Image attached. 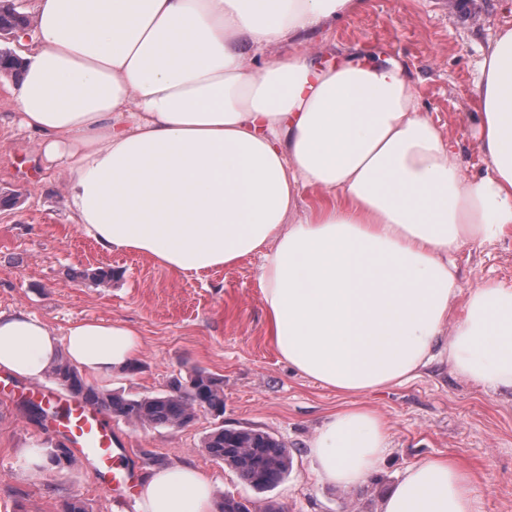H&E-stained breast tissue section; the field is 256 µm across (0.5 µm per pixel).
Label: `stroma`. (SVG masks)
I'll return each mask as SVG.
<instances>
[{
    "instance_id": "obj_1",
    "label": "stroma",
    "mask_w": 512,
    "mask_h": 512,
    "mask_svg": "<svg viewBox=\"0 0 512 512\" xmlns=\"http://www.w3.org/2000/svg\"><path fill=\"white\" fill-rule=\"evenodd\" d=\"M512 28V0H363L311 45L316 61L333 65L372 56L396 59L466 174L480 173L473 113L475 83L488 47ZM0 311L23 309L57 334L86 320L121 322L139 335L134 369L94 379L96 387L154 395L170 381L202 367L224 384V415L198 414L179 429L113 420L126 453L122 466L135 478L184 461L207 474L215 495L244 501L251 512L268 502L285 512H379L381 500L410 463L433 457L459 460L475 478L482 512H512V395L467 382L443 364L416 380L360 396L387 421L391 452L362 489L347 493L316 478L309 443L317 426L343 397L294 371L268 335L257 280L258 257L186 277L135 252L101 248L66 207L61 179L34 160V143L22 131L0 126ZM454 259L462 287L476 279L512 285V226L493 243L468 244ZM112 269L100 284L92 271ZM27 380L0 384V512H60L64 499L83 500L89 512H114L125 489L97 482L80 465L35 464L40 448L57 443L51 422L29 415ZM258 428L286 444L288 475L257 489L224 463L201 452L217 426Z\"/></svg>"
}]
</instances>
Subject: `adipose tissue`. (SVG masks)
Masks as SVG:
<instances>
[{
  "mask_svg": "<svg viewBox=\"0 0 512 512\" xmlns=\"http://www.w3.org/2000/svg\"><path fill=\"white\" fill-rule=\"evenodd\" d=\"M359 3L34 0L7 118L63 174L72 223L103 248L199 279L259 257L279 356L349 399L309 443L318 481L344 491L364 487L391 446L356 396L436 362L512 394V286L461 290L453 259L512 225V29L481 65L486 167L469 176L398 61L315 63L313 35ZM283 42L294 52L274 54ZM139 345L119 322L60 338L33 313L0 311V369L33 381L63 351L110 376ZM212 508L210 479L182 464L152 471L133 497V512ZM382 512L481 509L448 456L409 465Z\"/></svg>",
  "mask_w": 512,
  "mask_h": 512,
  "instance_id": "1",
  "label": "adipose tissue"
}]
</instances>
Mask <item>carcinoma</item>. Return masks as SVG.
Masks as SVG:
<instances>
[{
  "label": "carcinoma",
  "instance_id": "carcinoma-1",
  "mask_svg": "<svg viewBox=\"0 0 512 512\" xmlns=\"http://www.w3.org/2000/svg\"><path fill=\"white\" fill-rule=\"evenodd\" d=\"M27 17L13 8L0 6V32L8 34L26 26ZM22 59L11 52H0V72L19 76ZM51 376L74 395L103 412L142 427L181 428L200 412L220 417L224 414V387L220 378L201 369L187 378H176L170 390L156 395H132L103 391L86 384L77 368L61 358L51 368ZM201 451L224 462L257 489L282 480L292 466L286 446L267 432L253 428L219 426L201 441ZM217 512H250L248 505L231 496L217 502Z\"/></svg>",
  "mask_w": 512,
  "mask_h": 512
}]
</instances>
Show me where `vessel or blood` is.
<instances>
[{
	"label": "vessel or blood",
	"instance_id": "obj_1",
	"mask_svg": "<svg viewBox=\"0 0 512 512\" xmlns=\"http://www.w3.org/2000/svg\"><path fill=\"white\" fill-rule=\"evenodd\" d=\"M59 422L72 443L77 460L91 465L96 475L111 478L115 485L129 482V473L118 466L112 428L102 412L74 397L65 402Z\"/></svg>",
	"mask_w": 512,
	"mask_h": 512
}]
</instances>
